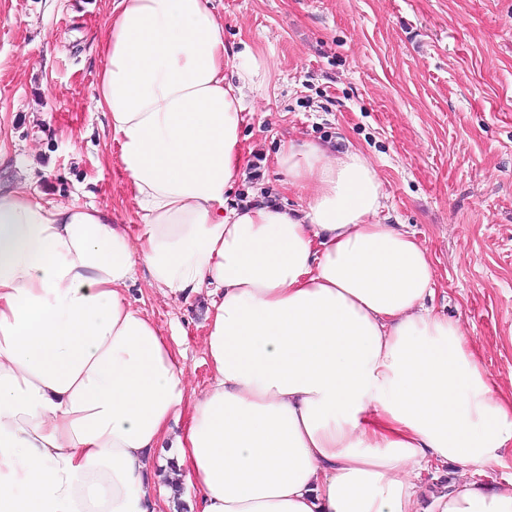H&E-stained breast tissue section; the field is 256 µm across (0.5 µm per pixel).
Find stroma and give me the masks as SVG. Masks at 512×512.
Returning <instances> with one entry per match:
<instances>
[{
    "label": "stroma",
    "instance_id": "stroma-1",
    "mask_svg": "<svg viewBox=\"0 0 512 512\" xmlns=\"http://www.w3.org/2000/svg\"><path fill=\"white\" fill-rule=\"evenodd\" d=\"M224 38L270 66L248 99L246 168L230 196L302 207L274 158L304 139L369 159L383 216L429 251L432 305L459 320L512 388V0H212ZM112 0H0V184L108 208L140 224L94 86ZM189 387L211 379L206 292L163 298L137 281Z\"/></svg>",
    "mask_w": 512,
    "mask_h": 512
}]
</instances>
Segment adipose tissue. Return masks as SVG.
Masks as SVG:
<instances>
[{
    "label": "adipose tissue",
    "mask_w": 512,
    "mask_h": 512,
    "mask_svg": "<svg viewBox=\"0 0 512 512\" xmlns=\"http://www.w3.org/2000/svg\"><path fill=\"white\" fill-rule=\"evenodd\" d=\"M98 50L142 224L0 186V512H171L149 468L166 439L197 512H512V482L480 478L512 447V391L428 307V251L382 222L362 151L285 143L303 207L226 208L266 57L225 44L210 0H113ZM141 276L207 292L203 391L129 300ZM448 464L451 491L423 500ZM456 478V468L448 465L446 468L436 470L432 469L428 472H423L421 476V484L426 490V493L439 490L450 491Z\"/></svg>",
    "instance_id": "1"
}]
</instances>
